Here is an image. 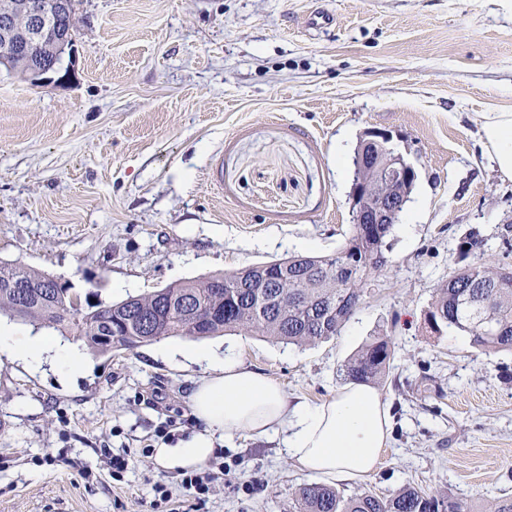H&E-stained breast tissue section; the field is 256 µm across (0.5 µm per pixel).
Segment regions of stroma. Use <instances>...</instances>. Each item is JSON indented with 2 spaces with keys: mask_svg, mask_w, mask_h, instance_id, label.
<instances>
[{
  "mask_svg": "<svg viewBox=\"0 0 512 512\" xmlns=\"http://www.w3.org/2000/svg\"><path fill=\"white\" fill-rule=\"evenodd\" d=\"M328 13L324 27L309 16ZM76 61L45 87L0 70V261L110 304L294 254L351 233L354 151L382 130L416 168L387 266L341 333L311 347L236 332L203 339L289 397L320 402L374 336L393 434L345 496L447 490L476 512L512 496V353L431 333L432 295L470 230L512 240V181L487 155L489 112L512 113V0H75ZM170 337L89 354L67 380L0 357V512H291L309 478L277 441L224 445L237 466L205 501L142 457L204 363ZM136 458L113 481L106 453ZM174 485L170 503L152 491Z\"/></svg>",
  "mask_w": 512,
  "mask_h": 512,
  "instance_id": "35a3bbf8",
  "label": "stroma"
}]
</instances>
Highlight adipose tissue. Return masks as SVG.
Segmentation results:
<instances>
[{
  "instance_id": "ef3b65f1",
  "label": "adipose tissue",
  "mask_w": 512,
  "mask_h": 512,
  "mask_svg": "<svg viewBox=\"0 0 512 512\" xmlns=\"http://www.w3.org/2000/svg\"><path fill=\"white\" fill-rule=\"evenodd\" d=\"M481 132L501 175L512 180V113H487ZM0 354L33 369L51 363L64 377L83 373L88 365L78 347L7 329H0ZM180 354L207 363L211 372L189 397L198 428L175 445L156 448L163 467L195 470L214 457L222 441L243 434L277 438L292 463L310 477L362 479L379 466L391 441L392 411L375 387L351 382L319 403L293 401L278 383L240 359L207 348H184Z\"/></svg>"
}]
</instances>
